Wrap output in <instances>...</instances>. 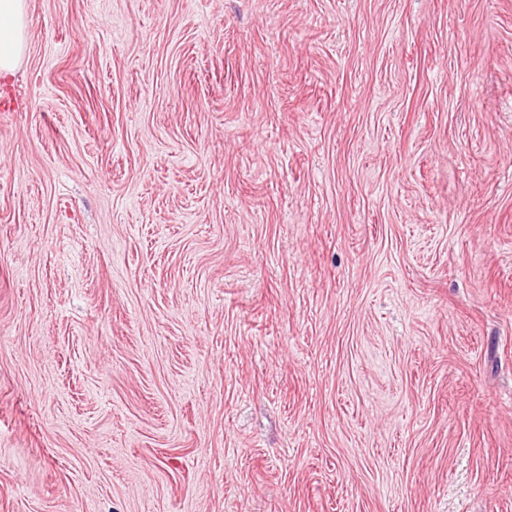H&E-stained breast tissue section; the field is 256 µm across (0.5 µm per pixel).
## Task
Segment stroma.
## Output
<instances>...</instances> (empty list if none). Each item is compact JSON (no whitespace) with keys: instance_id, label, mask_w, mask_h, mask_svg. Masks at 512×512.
<instances>
[{"instance_id":"obj_1","label":"stroma","mask_w":512,"mask_h":512,"mask_svg":"<svg viewBox=\"0 0 512 512\" xmlns=\"http://www.w3.org/2000/svg\"><path fill=\"white\" fill-rule=\"evenodd\" d=\"M28 3L0 512H512V0Z\"/></svg>"}]
</instances>
